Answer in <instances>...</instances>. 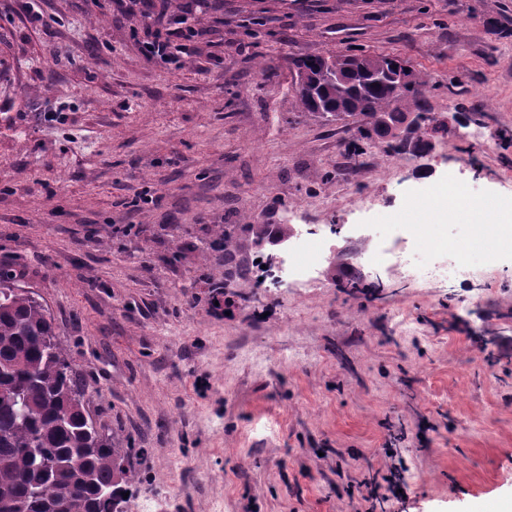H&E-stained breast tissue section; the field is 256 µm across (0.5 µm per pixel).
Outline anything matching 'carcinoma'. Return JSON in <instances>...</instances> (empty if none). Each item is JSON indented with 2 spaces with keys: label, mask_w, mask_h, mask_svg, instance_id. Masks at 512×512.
Here are the masks:
<instances>
[{
  "label": "carcinoma",
  "mask_w": 512,
  "mask_h": 512,
  "mask_svg": "<svg viewBox=\"0 0 512 512\" xmlns=\"http://www.w3.org/2000/svg\"><path fill=\"white\" fill-rule=\"evenodd\" d=\"M296 101L326 120L352 118L362 140L420 154L430 146L425 77L396 56L338 53L296 62ZM254 242L292 234L289 224H226L224 286L250 274L237 259L240 234ZM82 389L51 320L0 265V512H122L133 452L84 417Z\"/></svg>",
  "instance_id": "obj_1"
}]
</instances>
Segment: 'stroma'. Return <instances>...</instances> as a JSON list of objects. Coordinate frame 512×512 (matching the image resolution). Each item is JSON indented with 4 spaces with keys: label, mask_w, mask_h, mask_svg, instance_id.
<instances>
[{
    "label": "stroma",
    "mask_w": 512,
    "mask_h": 512,
    "mask_svg": "<svg viewBox=\"0 0 512 512\" xmlns=\"http://www.w3.org/2000/svg\"><path fill=\"white\" fill-rule=\"evenodd\" d=\"M37 7L47 26L0 0V264L51 317L97 427L136 450L123 512H356L358 482L394 465L407 496L374 512H512V248L415 225L418 269L468 249L471 275L439 287L364 258L448 178L512 204V0ZM163 10L199 32L178 69L140 50ZM338 51L425 75L447 124L426 155L377 139L348 158L355 124L298 108L296 60ZM291 214L334 259L293 285L246 237L253 276L225 288V225ZM340 265L380 289L343 292Z\"/></svg>",
    "instance_id": "stroma-1"
}]
</instances>
